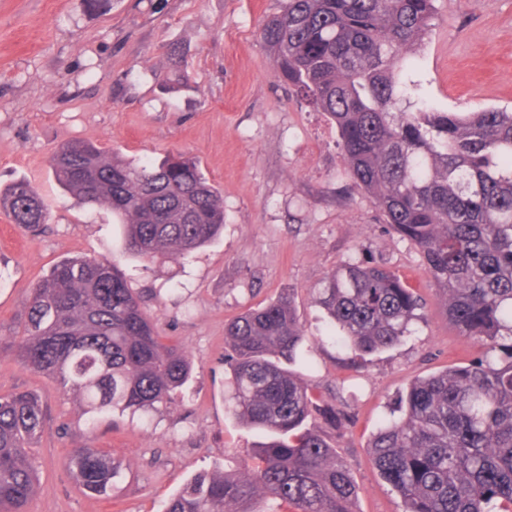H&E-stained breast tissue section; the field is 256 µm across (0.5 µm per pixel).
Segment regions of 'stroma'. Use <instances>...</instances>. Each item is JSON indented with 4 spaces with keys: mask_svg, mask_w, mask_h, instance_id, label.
Returning <instances> with one entry per match:
<instances>
[{
    "mask_svg": "<svg viewBox=\"0 0 512 512\" xmlns=\"http://www.w3.org/2000/svg\"><path fill=\"white\" fill-rule=\"evenodd\" d=\"M435 26L410 68L441 111L512 109V0H437ZM281 0H0V187L35 185L41 230L0 210V395L38 393L46 427L31 450L40 490L28 512H163L195 475L233 470L259 434L229 411L224 329L287 294L315 369L310 393L339 409L340 427L310 419L349 465L357 512H403L368 443L416 377L482 356L440 305L417 246L386 224L350 178L336 127L279 76L259 29ZM91 140L136 163L196 157L224 200V228L192 254L138 258L110 209L64 193L53 151ZM116 258L164 343L192 375L173 400L136 414H86L51 378L26 369L16 345L32 286L58 262ZM355 260L390 267L424 301L400 344L366 357L327 338L314 290ZM101 449L125 470L111 492L72 482L74 449Z\"/></svg>",
    "mask_w": 512,
    "mask_h": 512,
    "instance_id": "35a3bbf8",
    "label": "stroma"
}]
</instances>
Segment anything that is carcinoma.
<instances>
[{"instance_id": "carcinoma-1", "label": "carcinoma", "mask_w": 512, "mask_h": 512, "mask_svg": "<svg viewBox=\"0 0 512 512\" xmlns=\"http://www.w3.org/2000/svg\"><path fill=\"white\" fill-rule=\"evenodd\" d=\"M436 0H283L260 28L282 80L336 124L338 148L385 222L421 251L449 321L490 341L464 367L416 377L368 444L404 512H512V112H445L400 75L436 18ZM51 169L89 208L127 227L126 252L187 256L224 227V203L196 158L131 164L86 140L60 145ZM13 223L37 228L46 205L26 180L0 189ZM330 338L363 355L398 344L422 319L415 291L382 265L347 262L315 289ZM230 411L266 433L249 475L199 473L164 512H354L356 486L336 451L305 428L315 401L296 360L302 332L280 297L225 328ZM18 358L77 393L85 411H146L190 378L186 353L160 341L115 259H68L31 289ZM44 413L30 392L0 396V512H27L38 489L30 456ZM68 469L104 495L122 466L80 448ZM272 508H258L265 499Z\"/></svg>"}]
</instances>
